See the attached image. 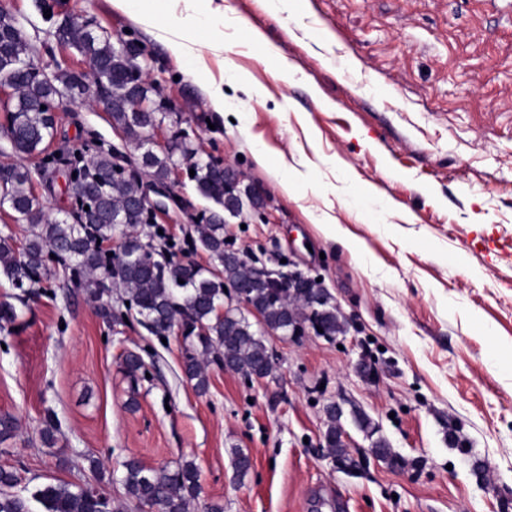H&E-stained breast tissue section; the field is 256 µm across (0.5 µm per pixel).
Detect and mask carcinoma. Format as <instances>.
<instances>
[{"label":"carcinoma","instance_id":"1","mask_svg":"<svg viewBox=\"0 0 512 512\" xmlns=\"http://www.w3.org/2000/svg\"><path fill=\"white\" fill-rule=\"evenodd\" d=\"M18 29L14 16L0 9V82L14 87L6 122L15 154L39 155L52 140L54 121L41 109L44 102L66 90L70 99L84 103L93 86L104 101L112 127L122 132L125 144L137 153L135 162L141 174L115 172L110 147L98 146L88 162L74 155L67 166L76 173V181L67 184V193L80 199L72 208L52 216L41 206L28 168L0 167V210H12L28 226L21 243L10 235H0V274L12 286L23 284L35 291L62 278L96 302L98 315L112 330L126 324L127 317L150 334L166 337L174 333L177 323H183L191 329L183 337V371L200 394L208 390L207 369L212 364L249 380L274 377L276 364L269 360L267 330L286 334L308 324L322 328L321 336L330 341L346 333L347 322L326 290H321L318 302L312 305L308 289L285 287L253 258L244 259L229 248L224 236L226 217H237L246 207L260 210L265 205L260 195L241 184L225 193L224 169L218 158L203 155L189 136L175 135L163 151L152 147V129L165 122L170 112L161 101H153L152 84L132 75L131 59L144 41L133 37L117 46L103 29L76 28L60 21L56 39L91 58L96 71L72 70L57 61L55 70L43 78L33 64L35 47ZM151 101L155 102L154 111H137L138 105ZM181 166L195 171L192 180L200 193L219 205L194 224L196 237L191 239V244L209 254L211 270L192 261L173 266L160 251L146 259L139 255L142 245L135 230L139 214L133 213L131 206L144 195L141 175L164 183L172 170ZM119 233L125 235V244L115 250L108 247ZM236 285L248 287L257 321L237 307L218 315L228 288ZM114 288L120 291L122 301L129 302L123 315L105 301ZM124 371L137 382L146 372L143 358L128 353ZM325 414L323 447L342 467L358 468L359 462L340 442L344 411L329 405ZM350 416L355 427L372 440L380 459L393 461L390 444L378 435L371 417L356 406L351 407ZM19 430L17 417L0 416V443L15 437ZM233 470L240 482L251 470L250 457L240 448L233 451ZM118 481L127 501L141 510L189 512L191 503L198 501L200 512H224L219 502L200 501V471L192 460H182L173 468H153L129 458L122 464ZM20 483L15 468L0 466V512H34V502L43 512H112V501L91 485L50 482L30 490Z\"/></svg>","mask_w":512,"mask_h":512}]
</instances>
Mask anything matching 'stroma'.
I'll list each match as a JSON object with an SVG mask.
<instances>
[{
    "mask_svg": "<svg viewBox=\"0 0 512 512\" xmlns=\"http://www.w3.org/2000/svg\"><path fill=\"white\" fill-rule=\"evenodd\" d=\"M50 2L148 44V73L183 128L265 200L262 214L229 218L231 246L320 277L348 331L333 341L267 336L275 378L213 365L201 395L182 373L181 337L137 324L109 331L82 291L55 287L0 327V413L21 421L0 445V466L31 488L95 484L118 501L121 485L97 479L86 454L109 475L131 457L150 467L192 460L202 499L224 512H512V0L494 10L481 0H214L222 15L196 35L223 34L226 50L203 52L196 73L113 0ZM7 6L33 46H53L41 67L64 59L85 69L34 0ZM254 29L265 44L251 42ZM209 76L226 82L223 110ZM241 79L262 97L234 89ZM4 116L0 164L23 162L49 213L68 208L63 178L46 193L39 157L17 159ZM91 139L125 145L107 112L69 103L48 149ZM305 160L307 180L283 188L289 166ZM175 189L185 210L158 222L181 243L189 215L215 203L188 177ZM328 216L343 239L319 230ZM130 351L149 373L134 389L121 369ZM362 359L375 376L356 372ZM331 401L365 410L394 462L375 458L348 421L363 465L335 468L323 446ZM50 414L53 448L39 436ZM449 426L465 449L449 446ZM236 448L253 462L241 484Z\"/></svg>",
    "mask_w": 512,
    "mask_h": 512,
    "instance_id": "stroma-1",
    "label": "stroma"
}]
</instances>
